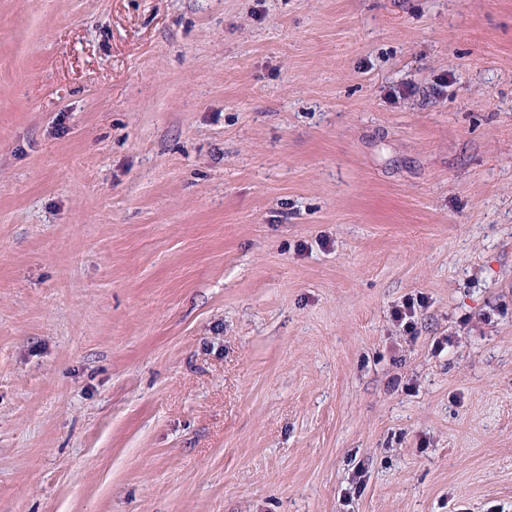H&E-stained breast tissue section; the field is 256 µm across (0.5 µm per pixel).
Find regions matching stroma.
Segmentation results:
<instances>
[{
  "instance_id": "35a3bbf8",
  "label": "stroma",
  "mask_w": 512,
  "mask_h": 512,
  "mask_svg": "<svg viewBox=\"0 0 512 512\" xmlns=\"http://www.w3.org/2000/svg\"><path fill=\"white\" fill-rule=\"evenodd\" d=\"M0 512H512V0H0Z\"/></svg>"
}]
</instances>
